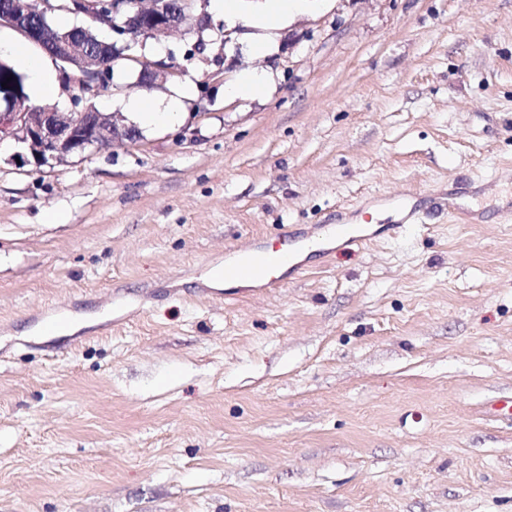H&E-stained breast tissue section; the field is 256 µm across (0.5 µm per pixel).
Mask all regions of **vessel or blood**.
<instances>
[{
    "label": "vessel or blood",
    "mask_w": 512,
    "mask_h": 512,
    "mask_svg": "<svg viewBox=\"0 0 512 512\" xmlns=\"http://www.w3.org/2000/svg\"><path fill=\"white\" fill-rule=\"evenodd\" d=\"M415 192L409 191L391 198V221L393 224H414L421 218V210L414 202ZM434 209L447 216L462 215L469 223L475 224L480 220L479 215L458 202L457 195H440L432 200ZM371 237L359 230H351L339 226L334 231L331 242L325 243L321 252L330 256L339 248L352 246L361 247L370 242ZM291 238L287 232H279L274 238L258 237L239 248L238 253L243 258L240 265L226 268L224 277L228 280L247 279L251 282L250 294H265L282 288L288 277L302 275L307 265L296 260L289 248Z\"/></svg>",
    "instance_id": "obj_1"
}]
</instances>
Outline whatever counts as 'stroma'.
Masks as SVG:
<instances>
[{"label": "stroma", "instance_id": "obj_1", "mask_svg": "<svg viewBox=\"0 0 512 512\" xmlns=\"http://www.w3.org/2000/svg\"><path fill=\"white\" fill-rule=\"evenodd\" d=\"M288 33L284 66L239 47L258 94L201 101V63L152 91L191 88L142 141L0 143V512H512V0H322ZM470 180L483 223L197 293L279 225Z\"/></svg>", "mask_w": 512, "mask_h": 512}]
</instances>
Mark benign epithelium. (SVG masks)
Instances as JSON below:
<instances>
[{"instance_id":"1","label":"benign epithelium","mask_w":512,"mask_h":512,"mask_svg":"<svg viewBox=\"0 0 512 512\" xmlns=\"http://www.w3.org/2000/svg\"><path fill=\"white\" fill-rule=\"evenodd\" d=\"M210 0H31L26 7L22 0H0V27H7L25 37L53 59L62 62V91L74 96L82 93L83 105L75 112H57L43 108L34 117L22 108L12 93L0 94V141L10 138L26 141L37 167L50 164L61 153H83L97 146V127L86 116L97 112L92 99L103 92L110 68L108 54L95 50L85 41L56 36L47 20L59 10L67 11L84 22L78 30L88 33L89 26L111 20L112 44H120L126 51L125 59L140 64L146 61L140 50L148 41H158L176 32L189 18L206 19ZM223 28V39L218 47L206 54L207 42L197 39L182 58L170 51L167 57L150 62V79L141 83V89H161L168 82L180 79L186 73V64L201 61L214 70L207 74L208 82L226 80L231 63L228 51L237 47L226 24L209 23V27Z\"/></svg>"}]
</instances>
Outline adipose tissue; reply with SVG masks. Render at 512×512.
Segmentation results:
<instances>
[{"label": "adipose tissue", "mask_w": 512, "mask_h": 512, "mask_svg": "<svg viewBox=\"0 0 512 512\" xmlns=\"http://www.w3.org/2000/svg\"><path fill=\"white\" fill-rule=\"evenodd\" d=\"M213 8L223 13L227 23H243L254 29L251 47L255 56H264L278 41L282 29L296 14L305 10L304 0H213ZM0 50L11 55L30 75L34 99L56 96L58 82L51 61L21 43L0 37ZM129 117L141 128L152 130L172 123L181 108L180 96L165 101L134 97L129 101Z\"/></svg>", "instance_id": "adipose-tissue-1"}]
</instances>
